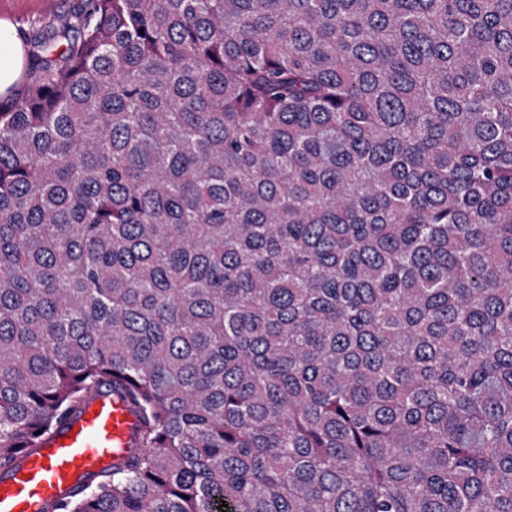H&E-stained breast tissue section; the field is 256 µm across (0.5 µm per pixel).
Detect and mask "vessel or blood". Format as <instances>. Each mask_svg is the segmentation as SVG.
<instances>
[{
    "mask_svg": "<svg viewBox=\"0 0 512 512\" xmlns=\"http://www.w3.org/2000/svg\"><path fill=\"white\" fill-rule=\"evenodd\" d=\"M137 417L108 392L90 396L41 448L0 473V512H45L82 482L118 461L135 443Z\"/></svg>",
    "mask_w": 512,
    "mask_h": 512,
    "instance_id": "vessel-or-blood-1",
    "label": "vessel or blood"
}]
</instances>
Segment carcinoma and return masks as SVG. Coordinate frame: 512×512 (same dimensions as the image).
<instances>
[{
  "label": "carcinoma",
  "mask_w": 512,
  "mask_h": 512,
  "mask_svg": "<svg viewBox=\"0 0 512 512\" xmlns=\"http://www.w3.org/2000/svg\"><path fill=\"white\" fill-rule=\"evenodd\" d=\"M0 100V470L48 512H512V0H80ZM137 416L108 392L90 396L42 447L0 473V512H42L118 461L135 443ZM77 429V432H74Z\"/></svg>",
  "instance_id": "carcinoma-1"
}]
</instances>
